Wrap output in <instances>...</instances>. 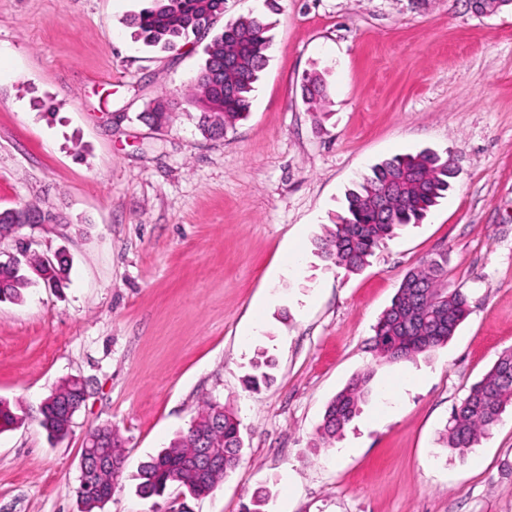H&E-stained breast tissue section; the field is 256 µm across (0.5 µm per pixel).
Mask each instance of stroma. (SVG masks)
<instances>
[{
  "instance_id": "1",
  "label": "stroma",
  "mask_w": 512,
  "mask_h": 512,
  "mask_svg": "<svg viewBox=\"0 0 512 512\" xmlns=\"http://www.w3.org/2000/svg\"><path fill=\"white\" fill-rule=\"evenodd\" d=\"M150 0H0V211L52 219L0 235L64 253L60 287L0 302V512H80L87 432L111 425L126 458L103 512H512V408L465 456L441 432L469 387L512 349V7L470 0H225L261 16L270 61L247 119L197 128L190 83L203 42L146 46L128 23ZM328 104L310 112L306 73ZM178 106L148 125L147 105ZM424 149L459 175L369 266L327 265L314 241L371 167ZM446 257L442 285L470 315L448 345L390 363L373 327L405 274ZM271 382L243 377L260 357ZM373 374L359 415L325 446L328 402ZM77 378L87 398L50 439L42 400ZM215 399L241 423L242 460L210 495L138 496L141 463ZM303 96L309 107H316L327 97V87L322 75L318 72L307 73L303 78Z\"/></svg>"
}]
</instances>
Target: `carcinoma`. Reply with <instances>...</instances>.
Here are the masks:
<instances>
[{"mask_svg": "<svg viewBox=\"0 0 512 512\" xmlns=\"http://www.w3.org/2000/svg\"><path fill=\"white\" fill-rule=\"evenodd\" d=\"M224 14V0H152V6L131 18L143 42L177 50L190 36L208 33ZM269 26L257 16H240L224 25L203 48L204 64L193 78L201 104L198 129L209 137H220L211 119L224 113V127H232L250 112L252 94L260 73L269 61L272 46ZM303 96L311 107L324 101L327 87L322 75L311 72L303 78ZM170 101L159 98L144 112L146 121L164 126L169 119ZM456 170L448 157L435 151L398 155L374 165L371 174L350 189L343 211L331 219L325 233L315 242L318 256L348 272L362 270L375 251L387 245L397 230L420 223L427 213L452 189ZM67 261L48 266L33 253L25 261L0 262V301L21 302L24 290L37 279L56 288L65 278ZM443 264L431 259L409 270L401 281L391 305L374 327L372 349L389 362L407 361L447 344L468 317L469 303L461 292H439ZM371 372L352 379L328 403L321 438L329 443L349 425L368 394ZM84 384L69 380L49 395L51 403L39 411V425L54 438L71 429L68 406L78 400ZM218 401L203 403L189 428L173 438L167 447L142 463L137 492L143 498L161 496L172 485L194 496L213 492L239 463L243 450L240 421L229 409L224 418L214 419ZM512 407V351L503 352L492 368L469 389L456 406L442 435L445 447L460 457L475 448ZM21 418L9 403L0 400V433L19 424ZM197 430L210 433L212 451L224 457V469L214 474L195 468L192 439ZM87 443L98 453L118 462L110 470L89 468L87 482L77 488L81 512H100L105 501L95 487L117 488L123 473L121 441L112 426L91 429Z\"/></svg>", "mask_w": 512, "mask_h": 512, "instance_id": "1", "label": "carcinoma"}]
</instances>
